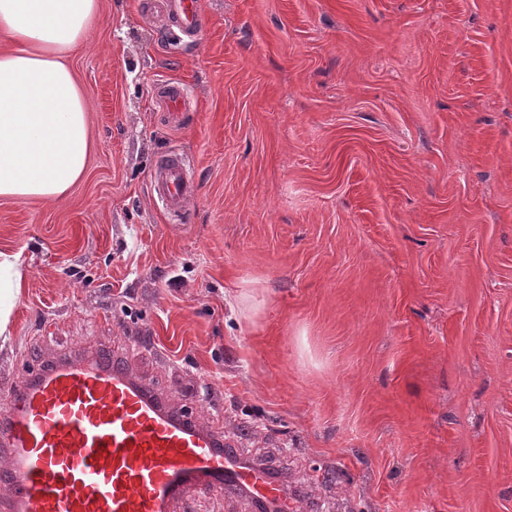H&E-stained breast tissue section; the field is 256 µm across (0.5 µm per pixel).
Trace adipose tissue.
Masks as SVG:
<instances>
[{
	"mask_svg": "<svg viewBox=\"0 0 512 512\" xmlns=\"http://www.w3.org/2000/svg\"><path fill=\"white\" fill-rule=\"evenodd\" d=\"M100 21V0H0V198L56 200L84 175L90 101L69 65ZM27 272L0 251V335Z\"/></svg>",
	"mask_w": 512,
	"mask_h": 512,
	"instance_id": "adipose-tissue-1",
	"label": "adipose tissue"
}]
</instances>
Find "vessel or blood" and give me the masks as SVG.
Listing matches in <instances>:
<instances>
[{
    "mask_svg": "<svg viewBox=\"0 0 512 512\" xmlns=\"http://www.w3.org/2000/svg\"><path fill=\"white\" fill-rule=\"evenodd\" d=\"M162 15L187 33L196 0H162ZM169 122L186 104L183 82L157 85ZM181 155L161 161L159 200L178 210L188 188ZM0 512H176L190 494L247 491L255 505L299 512L269 469L243 461L198 410H174L121 360L61 358L0 389Z\"/></svg>",
    "mask_w": 512,
    "mask_h": 512,
    "instance_id": "1",
    "label": "vessel or blood"
}]
</instances>
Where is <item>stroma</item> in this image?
<instances>
[{
  "label": "stroma",
  "mask_w": 512,
  "mask_h": 512,
  "mask_svg": "<svg viewBox=\"0 0 512 512\" xmlns=\"http://www.w3.org/2000/svg\"><path fill=\"white\" fill-rule=\"evenodd\" d=\"M100 3L85 176L0 199V382L108 348L307 512H512V0ZM165 17L173 16L188 34H193L197 25L195 0H164L159 6ZM157 90L168 121L175 124L186 105V85L180 81L165 80L157 84ZM185 176L186 164L180 154L168 155L154 173L153 190L171 211H177L184 200L188 189ZM22 251H0V335L5 336L13 307L27 272Z\"/></svg>",
  "instance_id": "35a3bbf8"
}]
</instances>
